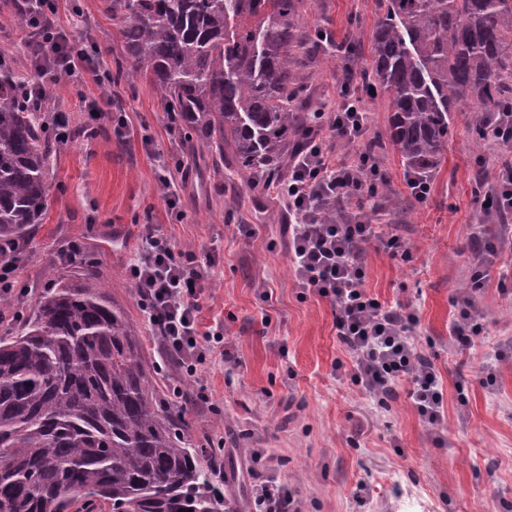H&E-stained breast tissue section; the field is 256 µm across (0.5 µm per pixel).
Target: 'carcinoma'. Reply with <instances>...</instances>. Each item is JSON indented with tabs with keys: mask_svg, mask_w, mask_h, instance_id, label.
Here are the masks:
<instances>
[{
	"mask_svg": "<svg viewBox=\"0 0 512 512\" xmlns=\"http://www.w3.org/2000/svg\"><path fill=\"white\" fill-rule=\"evenodd\" d=\"M366 89L390 102L389 144L412 172L439 164L451 114L478 113L477 143L512 105V0H376ZM303 0H105L122 52L115 79L148 80L168 123L233 176L286 180L313 113L303 71L327 49ZM37 5H16V27ZM0 58V263L12 266L43 214L57 143L45 111ZM93 266L60 275L14 336H0V512H223L224 500L153 388L135 326Z\"/></svg>",
	"mask_w": 512,
	"mask_h": 512,
	"instance_id": "1",
	"label": "carcinoma"
}]
</instances>
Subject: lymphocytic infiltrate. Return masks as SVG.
Segmentation results:
<instances>
[{
	"label": "lymphocytic infiltrate",
	"instance_id": "f902f5d3",
	"mask_svg": "<svg viewBox=\"0 0 512 512\" xmlns=\"http://www.w3.org/2000/svg\"><path fill=\"white\" fill-rule=\"evenodd\" d=\"M40 61L35 85L42 95L60 78L78 84L100 72L86 47L58 28L45 38ZM366 131L361 98L346 91L335 111L319 113L313 141L296 158L287 184L274 192L285 198L293 219L288 246L298 284L334 305L337 336L351 356L353 382L373 397L408 381V395L432 429L444 417L446 397L433 361L414 343L416 317L404 304L382 303L364 287L368 245L404 262L411 259L409 250L400 237L382 233L369 221L337 224L325 217L341 200L370 205L385 175L375 157L365 152L350 162H332L317 137L329 133L353 141ZM141 241L128 267L140 307L166 355L176 359L187 377L198 378L209 343L223 339L220 330L198 328L200 296L211 264L192 253L175 256L168 237L153 224L144 225Z\"/></svg>",
	"mask_w": 512,
	"mask_h": 512
}]
</instances>
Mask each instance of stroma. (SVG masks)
Returning a JSON list of instances; mask_svg holds the SVG:
<instances>
[{"instance_id":"obj_1","label":"stroma","mask_w":512,"mask_h":512,"mask_svg":"<svg viewBox=\"0 0 512 512\" xmlns=\"http://www.w3.org/2000/svg\"><path fill=\"white\" fill-rule=\"evenodd\" d=\"M375 0H304L308 32L328 29L332 52L309 81L325 110L341 100L344 81L362 85L369 54L346 58L336 47L349 33L368 38L377 19ZM55 23L79 31L98 50L102 69L113 68L120 35L103 0H64ZM52 92L77 131L55 150L47 176L45 213L15 274L29 292L30 312L51 287L48 270L79 273L93 263L114 303L137 329L147 361L158 364L153 385L182 415L195 446L223 438V449L202 458L210 481L232 512H249L257 485L276 480L301 497L306 512H506L512 504V223L499 226L473 193L478 174L494 175L499 150L475 145L471 113L454 115L452 134L433 172L432 192L415 200L406 169L393 149L377 155L387 174L382 232L399 235L412 259L402 263L367 248L365 286L380 300L411 303L414 336L443 381L447 412L437 432L423 424L399 384L386 403L362 393L337 362L350 356L336 335L335 310L297 285L288 233L279 218L287 209L254 182H230L223 170L196 167L181 131H170L158 92L146 82L63 81ZM105 93L104 116L89 121L80 95ZM125 115L123 135L112 119ZM180 158L191 170L180 200L168 209L157 180L156 153ZM158 225L175 253L212 257L211 279L201 295L202 328L222 327L224 342L207 355L199 388L175 366H161L160 344L128 278L141 247V227ZM487 225L490 249L483 286L474 297L485 338L474 347L448 341V323L470 284L471 227ZM71 240L83 247L81 263L59 257ZM181 395H174V388ZM444 445H437L436 436Z\"/></svg>"}]
</instances>
